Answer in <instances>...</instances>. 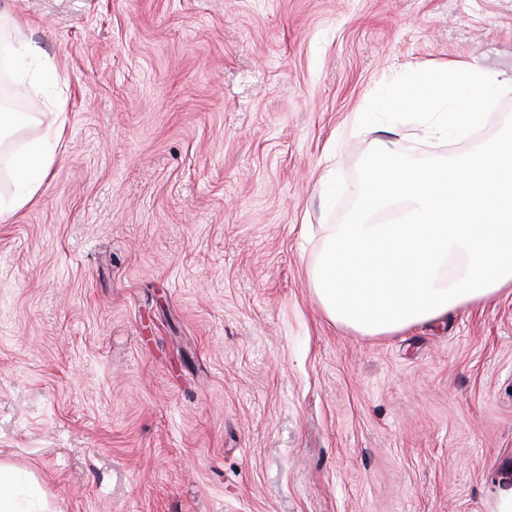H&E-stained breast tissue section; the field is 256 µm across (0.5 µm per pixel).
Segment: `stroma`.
<instances>
[{
  "label": "stroma",
  "mask_w": 512,
  "mask_h": 512,
  "mask_svg": "<svg viewBox=\"0 0 512 512\" xmlns=\"http://www.w3.org/2000/svg\"><path fill=\"white\" fill-rule=\"evenodd\" d=\"M52 58L16 74L0 221V462L50 512H499L512 295L389 337L309 268L378 139L424 162L417 67L512 78V0H0ZM358 112H374L354 127ZM52 157V154L38 146L13 155L12 173L20 184L21 191L6 205L0 201L1 221L25 206L38 192Z\"/></svg>",
  "instance_id": "obj_1"
}]
</instances>
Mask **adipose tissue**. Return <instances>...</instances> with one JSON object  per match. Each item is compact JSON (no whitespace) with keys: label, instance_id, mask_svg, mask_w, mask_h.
Returning <instances> with one entry per match:
<instances>
[{"label":"adipose tissue","instance_id":"1","mask_svg":"<svg viewBox=\"0 0 512 512\" xmlns=\"http://www.w3.org/2000/svg\"><path fill=\"white\" fill-rule=\"evenodd\" d=\"M507 83L473 65L419 71L407 96L424 134L471 138ZM52 156L16 153L21 191L0 203V220L38 192ZM313 291L336 326L391 336L443 322L467 305L512 294V135L460 159L413 163L380 146L367 164L349 221L324 229L311 269ZM32 484L0 464V512H34Z\"/></svg>","mask_w":512,"mask_h":512}]
</instances>
